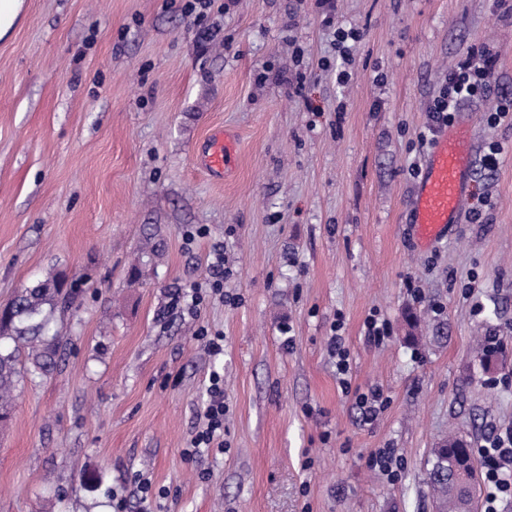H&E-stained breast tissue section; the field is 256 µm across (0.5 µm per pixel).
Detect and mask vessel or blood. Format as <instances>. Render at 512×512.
Returning <instances> with one entry per match:
<instances>
[{
	"label": "vessel or blood",
	"instance_id": "b4317fda",
	"mask_svg": "<svg viewBox=\"0 0 512 512\" xmlns=\"http://www.w3.org/2000/svg\"><path fill=\"white\" fill-rule=\"evenodd\" d=\"M233 143L224 133L211 136L200 165L214 179H223ZM472 178V139L468 132L452 128L429 149L419 186L410 206V222L419 244L446 237L458 223Z\"/></svg>",
	"mask_w": 512,
	"mask_h": 512
}]
</instances>
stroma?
<instances>
[{
	"instance_id": "stroma-1",
	"label": "stroma",
	"mask_w": 512,
	"mask_h": 512,
	"mask_svg": "<svg viewBox=\"0 0 512 512\" xmlns=\"http://www.w3.org/2000/svg\"><path fill=\"white\" fill-rule=\"evenodd\" d=\"M185 2L27 0L0 40V305L51 271L80 288L54 313L56 368L20 382L0 428V512H139V476L169 492L152 512H434L431 448L512 428V124L485 120L512 97V0H218L200 22ZM473 48L497 60L493 95L454 115L471 195L422 247L420 138ZM217 131L235 147L221 181L196 160ZM219 252L223 299L174 307ZM214 370L227 448L188 463ZM373 386L388 404L367 424L355 393ZM380 448L397 482L369 470ZM330 353L335 357L336 356V370L337 374L342 377H339L342 384L347 385L348 381L345 379V376L348 375L350 370V362H349V352L344 347L343 338L336 334V336H332L329 344ZM344 376V377H343Z\"/></svg>"
}]
</instances>
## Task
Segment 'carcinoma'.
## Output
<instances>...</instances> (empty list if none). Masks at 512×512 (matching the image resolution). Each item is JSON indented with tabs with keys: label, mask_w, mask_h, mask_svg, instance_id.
I'll use <instances>...</instances> for the list:
<instances>
[{
	"label": "carcinoma",
	"mask_w": 512,
	"mask_h": 512,
	"mask_svg": "<svg viewBox=\"0 0 512 512\" xmlns=\"http://www.w3.org/2000/svg\"><path fill=\"white\" fill-rule=\"evenodd\" d=\"M63 281L48 273L36 284L21 289L9 303V313L0 319V422L10 420L13 393L21 377L22 355H27L30 376L49 373L56 363L63 340L48 335L51 316L60 303ZM471 442L451 434L440 448L430 452L428 485L435 503L444 512H459V506L471 498V488L456 491L448 486L451 473L464 471L470 481L476 479L472 465Z\"/></svg>",
	"instance_id": "carcinoma-1"
}]
</instances>
